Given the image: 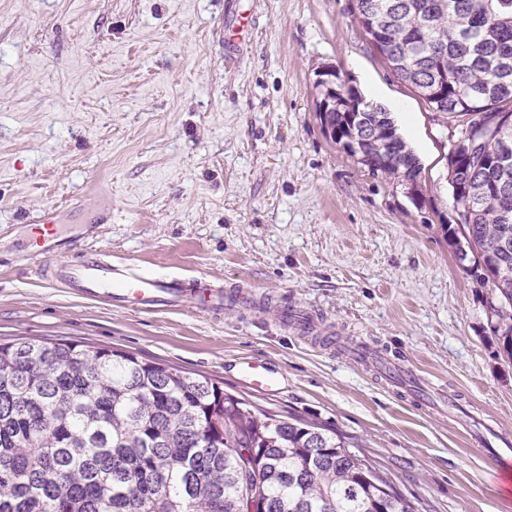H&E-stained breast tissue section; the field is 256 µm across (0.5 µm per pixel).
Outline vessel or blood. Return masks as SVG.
I'll use <instances>...</instances> for the list:
<instances>
[{
  "instance_id": "1",
  "label": "vessel or blood",
  "mask_w": 512,
  "mask_h": 512,
  "mask_svg": "<svg viewBox=\"0 0 512 512\" xmlns=\"http://www.w3.org/2000/svg\"><path fill=\"white\" fill-rule=\"evenodd\" d=\"M53 236V226L48 223L36 240L33 256L40 262V272L47 279L66 283L82 297L104 298L114 306L133 307L147 313L172 308L213 314L224 311V287L219 282L157 276L135 264L115 262L97 254L56 263L51 261L48 248Z\"/></svg>"
}]
</instances>
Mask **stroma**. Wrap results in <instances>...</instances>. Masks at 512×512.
<instances>
[{
	"label": "stroma",
	"mask_w": 512,
	"mask_h": 512,
	"mask_svg": "<svg viewBox=\"0 0 512 512\" xmlns=\"http://www.w3.org/2000/svg\"><path fill=\"white\" fill-rule=\"evenodd\" d=\"M379 99L422 166L419 195L323 130L316 71ZM456 123L398 80L351 0H0V343L75 341L218 383L259 413L343 435L421 512H512V474L463 423L512 439V363L490 288L448 241ZM99 253L245 286L254 307L122 310L35 273ZM309 311L324 346L284 325ZM364 342L410 370L389 386ZM266 363L277 385L238 379Z\"/></svg>",
	"instance_id": "1"
}]
</instances>
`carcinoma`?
<instances>
[{
  "instance_id": "obj_1",
  "label": "carcinoma",
  "mask_w": 512,
  "mask_h": 512,
  "mask_svg": "<svg viewBox=\"0 0 512 512\" xmlns=\"http://www.w3.org/2000/svg\"><path fill=\"white\" fill-rule=\"evenodd\" d=\"M376 29L393 74L459 134L498 120L485 154L448 161L468 193L450 231L472 279L492 285V332L512 360V0H352ZM355 89L333 118L372 174L418 182V157L390 113ZM349 443L313 423L256 414L224 389L171 366L69 341L0 343V512H417L394 482Z\"/></svg>"
}]
</instances>
